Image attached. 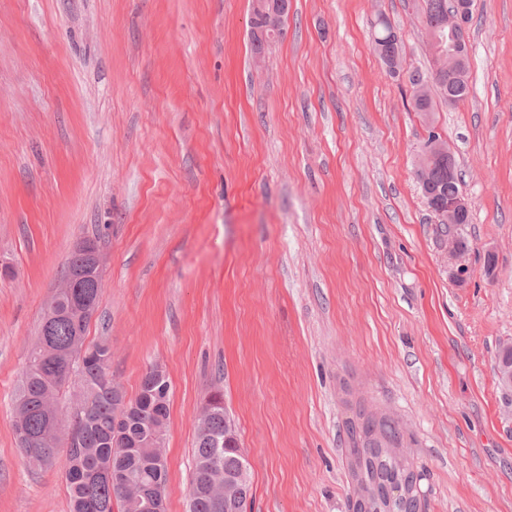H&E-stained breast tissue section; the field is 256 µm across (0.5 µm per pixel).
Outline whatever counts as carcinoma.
<instances>
[{
	"label": "carcinoma",
	"mask_w": 512,
	"mask_h": 512,
	"mask_svg": "<svg viewBox=\"0 0 512 512\" xmlns=\"http://www.w3.org/2000/svg\"><path fill=\"white\" fill-rule=\"evenodd\" d=\"M448 0H426L425 24L431 46L448 53ZM374 49L389 71L400 67L401 43L391 38V23L380 17L373 25ZM469 61L457 73L442 71L435 90L458 102L470 92ZM427 183L443 203L461 192L458 180H448L443 165L428 162ZM102 289L88 280L87 287L57 296L51 313L42 317L39 336L28 354L14 407V432L28 467L42 470L52 464L58 442L54 435L57 410L47 399L62 401L73 385L82 386L84 406L76 413V434L67 446L66 490L69 512H139L137 501L126 494L134 482L142 499L166 512L167 462L158 458L155 440L168 427L171 384L156 365L143 375L136 396L123 402L112 379V349L105 341L86 343ZM224 394L209 405L206 428H197L194 468L188 491L189 512H247L252 499L248 455L220 444L224 433L238 435L235 424L225 426ZM347 452L354 463V477L365 482L373 495L387 502V485L395 479L410 485L423 480L415 467L398 468L387 448L401 438L396 424L386 419L363 418L347 423ZM233 481L232 496L222 500L213 489ZM425 498L413 493L393 505L394 512H423Z\"/></svg>",
	"instance_id": "carcinoma-1"
}]
</instances>
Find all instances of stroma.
I'll use <instances>...</instances> for the list:
<instances>
[{
  "mask_svg": "<svg viewBox=\"0 0 512 512\" xmlns=\"http://www.w3.org/2000/svg\"><path fill=\"white\" fill-rule=\"evenodd\" d=\"M424 11L291 0L258 55L252 0H0V512H69L65 450L30 469L13 401L86 239L104 284L87 342L127 396L151 365L171 381L167 512H188L216 390L252 512H348L361 409L399 423L426 512H512V0H475L470 93L430 112L410 82L433 77ZM432 130L469 203L461 281L422 189ZM374 49L390 72L399 70L401 60V43L391 38V23L385 17H378L373 25ZM380 29V30H378ZM393 37L399 40L397 32L392 29ZM497 367L501 366L502 368H498V378L502 389L505 393H512V368H508V366L512 367V345H503L496 357ZM507 366V367H504Z\"/></svg>",
  "mask_w": 512,
  "mask_h": 512,
  "instance_id": "35a3bbf8",
  "label": "stroma"
}]
</instances>
